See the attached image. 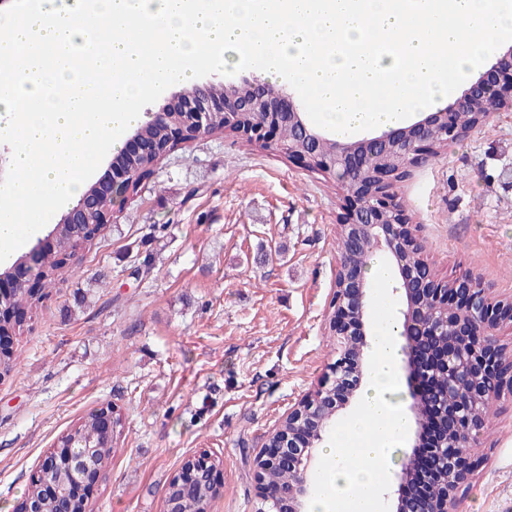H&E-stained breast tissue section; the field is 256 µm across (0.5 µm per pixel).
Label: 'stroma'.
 Instances as JSON below:
<instances>
[{
    "label": "stroma",
    "instance_id": "1",
    "mask_svg": "<svg viewBox=\"0 0 512 512\" xmlns=\"http://www.w3.org/2000/svg\"><path fill=\"white\" fill-rule=\"evenodd\" d=\"M437 277L512 297V112L419 159L394 188ZM344 190L281 151L204 135L116 202L0 377V512L89 410L121 417L87 512H164L193 456L217 461L207 512H257L252 462L336 359L328 326ZM455 512H512V394L471 449Z\"/></svg>",
    "mask_w": 512,
    "mask_h": 512
}]
</instances>
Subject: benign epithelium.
Masks as SVG:
<instances>
[{
    "label": "benign epithelium",
    "mask_w": 512,
    "mask_h": 512,
    "mask_svg": "<svg viewBox=\"0 0 512 512\" xmlns=\"http://www.w3.org/2000/svg\"><path fill=\"white\" fill-rule=\"evenodd\" d=\"M245 86L249 94L241 95L238 88ZM177 103H167L154 112L146 113V120L138 126L133 139L138 141V156L158 153L155 144L145 134V129L171 112L183 113L191 120L170 129L171 141L180 143L206 133L215 117L224 118V127L233 130L241 112H256L288 121L299 133L304 150H288V156L306 164H319V170L342 181L350 175L364 171L368 156L387 154L398 150L404 158V166L396 171L382 170L377 178H361L357 190L348 192L341 225L349 240L361 245L371 253L383 252L394 266V291L402 299L399 309L402 340L403 368L409 382V418L413 424L411 447L420 445L428 427L421 425L420 413L431 401L434 393L422 391L415 381L416 364L426 358L443 366L448 392L459 391V397L448 401L446 407L450 417L443 421L442 440L426 459L434 466L441 450L448 451L451 465L448 466V480L443 491L440 507L434 512H451V503L457 487L464 482L473 469L471 458L456 449L469 446L463 439L462 421L467 417L466 403L470 398L488 394L486 384L496 380L505 385L512 380V367L498 360L499 346L496 331L500 324L512 322V299L495 300L482 283L472 278H460L450 289L436 287L422 268L406 263L398 246L406 243L415 245L410 225L404 223L393 201V182L413 164L421 152L433 146V140L443 137L445 142H454L462 137L457 129L449 125V117L476 104L486 97L499 102L501 110H512V46L508 47L490 64L489 68L470 80L460 96L448 106L429 112L405 128L385 130L356 142L338 143L336 152L328 158L316 156V148L324 139L322 132L312 126L301 105L294 100V92L284 86H274L260 77L244 79L239 83L224 84V97L213 98L207 87H197L189 94L182 90L176 94ZM243 137L265 146L278 145L277 124L260 121ZM133 180L126 175L111 171L108 177L89 185L77 200L61 216L49 233L51 244L58 243L60 232L75 224L91 223L90 216L103 199L116 201L133 192ZM45 246L37 243L22 254L9 268L0 272V280L15 278L14 289L0 293V306L10 301L14 290L25 286L33 287L39 280L42 256ZM371 285L362 270L355 268L336 273V288L329 303L332 311V335L336 337L338 356L330 366L321 384L306 393L292 408L286 418L290 421L302 418H317L316 434L306 440L298 433V426L278 427L275 439L266 444L256 455L253 467L256 478L263 489L261 507L258 512H304L305 498L309 494V473L315 462V448L319 447L324 435L351 402L363 379L361 360L369 347L370 322L367 315ZM461 309L457 333L444 342L435 336L431 327L438 316H446L448 308ZM99 432L110 435L115 428L116 414L106 406L97 409ZM80 451L69 455L71 479L87 477L95 480L101 469L86 441L70 444ZM214 463L206 455L188 460L175 474L183 490L190 491L198 482H212ZM271 466H287L300 475V480L286 490H277L267 483L266 471ZM409 479L408 466H402L396 475L393 494L396 496V512H429L411 503L406 497ZM74 483L62 489L54 484L42 485V497L57 500L75 496Z\"/></svg>",
    "instance_id": "7a95c632"
}]
</instances>
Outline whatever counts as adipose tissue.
Wrapping results in <instances>:
<instances>
[{
	"mask_svg": "<svg viewBox=\"0 0 512 512\" xmlns=\"http://www.w3.org/2000/svg\"><path fill=\"white\" fill-rule=\"evenodd\" d=\"M370 274L377 288L378 320L367 359L368 385L359 409L322 450L324 465L310 512H381L390 457L408 431L407 414L390 400L400 386L392 269L377 257L370 264Z\"/></svg>",
	"mask_w": 512,
	"mask_h": 512,
	"instance_id": "obj_1",
	"label": "adipose tissue"
}]
</instances>
